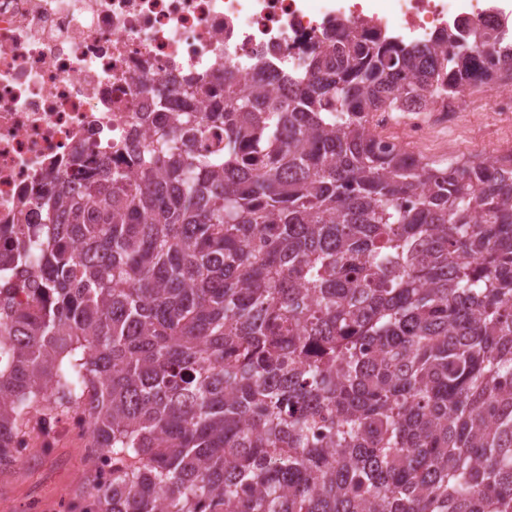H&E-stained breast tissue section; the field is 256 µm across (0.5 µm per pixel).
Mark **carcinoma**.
Listing matches in <instances>:
<instances>
[{
    "label": "carcinoma",
    "instance_id": "carcinoma-1",
    "mask_svg": "<svg viewBox=\"0 0 512 512\" xmlns=\"http://www.w3.org/2000/svg\"><path fill=\"white\" fill-rule=\"evenodd\" d=\"M305 68H224L136 179L63 175L0 232V472L84 403L112 469L81 512H512V153L429 163L370 123L495 87L512 34L360 24Z\"/></svg>",
    "mask_w": 512,
    "mask_h": 512
}]
</instances>
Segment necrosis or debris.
<instances>
[{
	"instance_id": "necrosis-or-debris-1",
	"label": "necrosis or debris",
	"mask_w": 512,
	"mask_h": 512,
	"mask_svg": "<svg viewBox=\"0 0 512 512\" xmlns=\"http://www.w3.org/2000/svg\"><path fill=\"white\" fill-rule=\"evenodd\" d=\"M492 17L512 27V0H0V225L42 223L77 148L124 166L117 146L149 141L157 101L209 111L224 69L251 80L256 54L295 73L340 23L423 44Z\"/></svg>"
}]
</instances>
